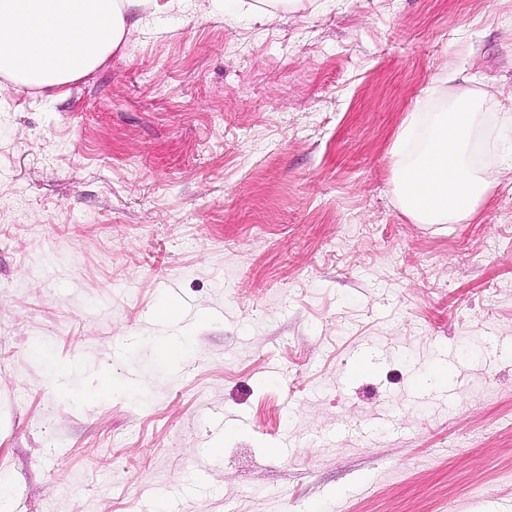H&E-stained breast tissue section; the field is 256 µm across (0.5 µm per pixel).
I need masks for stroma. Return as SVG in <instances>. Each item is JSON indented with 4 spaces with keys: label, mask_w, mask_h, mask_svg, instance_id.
Segmentation results:
<instances>
[{
    "label": "stroma",
    "mask_w": 512,
    "mask_h": 512,
    "mask_svg": "<svg viewBox=\"0 0 512 512\" xmlns=\"http://www.w3.org/2000/svg\"><path fill=\"white\" fill-rule=\"evenodd\" d=\"M261 7L0 77V512H512V0ZM448 66L493 187L418 224Z\"/></svg>",
    "instance_id": "obj_1"
}]
</instances>
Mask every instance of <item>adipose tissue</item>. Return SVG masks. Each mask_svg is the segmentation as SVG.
Listing matches in <instances>:
<instances>
[{"label": "adipose tissue", "instance_id": "adipose-tissue-1", "mask_svg": "<svg viewBox=\"0 0 512 512\" xmlns=\"http://www.w3.org/2000/svg\"><path fill=\"white\" fill-rule=\"evenodd\" d=\"M175 0H0V75L26 89L58 90L101 65L143 16ZM492 96L456 91L425 135L410 112L395 143L393 178L405 214L420 224L471 218L491 182L470 161V145ZM416 152H409L411 142Z\"/></svg>", "mask_w": 512, "mask_h": 512}]
</instances>
